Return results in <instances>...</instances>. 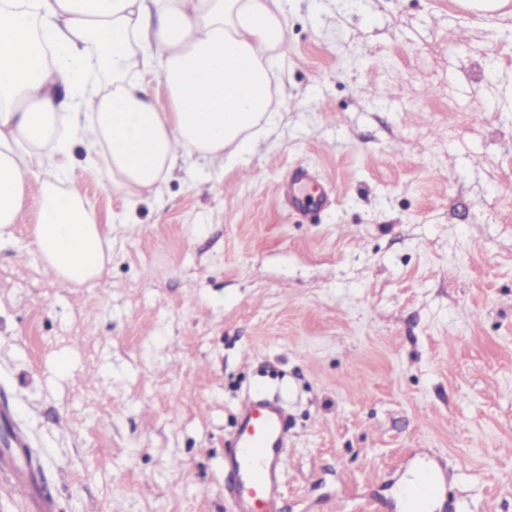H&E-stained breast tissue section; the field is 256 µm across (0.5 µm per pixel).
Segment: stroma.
Returning <instances> with one entry per match:
<instances>
[{"instance_id":"35a3bbf8","label":"stroma","mask_w":512,"mask_h":512,"mask_svg":"<svg viewBox=\"0 0 512 512\" xmlns=\"http://www.w3.org/2000/svg\"><path fill=\"white\" fill-rule=\"evenodd\" d=\"M279 114L244 162L143 198L82 162L112 231L92 288L0 246V403L56 512H232L224 441L288 408L280 512H401L440 457L457 512H512V15L289 0Z\"/></svg>"}]
</instances>
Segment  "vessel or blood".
<instances>
[{"mask_svg": "<svg viewBox=\"0 0 512 512\" xmlns=\"http://www.w3.org/2000/svg\"><path fill=\"white\" fill-rule=\"evenodd\" d=\"M288 439V414L279 400L247 397L224 456V487L233 512H279ZM11 451L0 452V479L18 491L30 512H52L51 495L37 468L17 466L30 443L15 432ZM446 493L442 470L424 473L408 491L406 512H432Z\"/></svg>", "mask_w": 512, "mask_h": 512, "instance_id": "1", "label": "vessel or blood"}]
</instances>
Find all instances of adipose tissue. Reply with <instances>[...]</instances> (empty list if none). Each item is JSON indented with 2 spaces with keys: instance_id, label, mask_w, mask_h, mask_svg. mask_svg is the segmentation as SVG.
<instances>
[{
  "instance_id": "ef3b65f1",
  "label": "adipose tissue",
  "mask_w": 512,
  "mask_h": 512,
  "mask_svg": "<svg viewBox=\"0 0 512 512\" xmlns=\"http://www.w3.org/2000/svg\"><path fill=\"white\" fill-rule=\"evenodd\" d=\"M287 12L288 0H0V244L33 201L43 270L93 285L112 237L68 177L74 148L133 208L186 159L251 147L275 122Z\"/></svg>"
}]
</instances>
